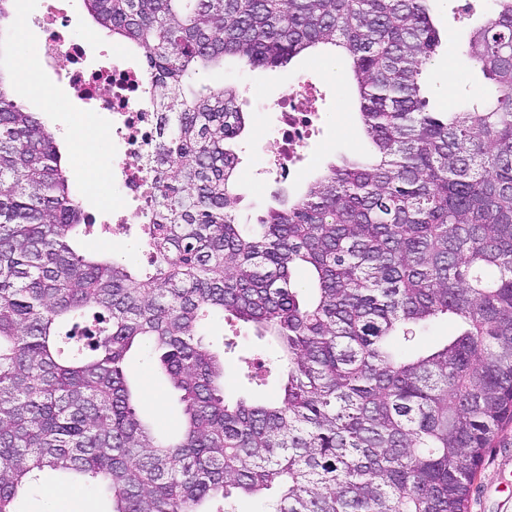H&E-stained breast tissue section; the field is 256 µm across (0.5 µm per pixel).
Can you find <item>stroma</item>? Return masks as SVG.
Masks as SVG:
<instances>
[{"mask_svg":"<svg viewBox=\"0 0 512 512\" xmlns=\"http://www.w3.org/2000/svg\"><path fill=\"white\" fill-rule=\"evenodd\" d=\"M46 0H13L10 16L1 22L20 41L29 55H36L44 33L40 18ZM72 34L85 42L88 57L98 51L119 52L125 45L107 37L87 14L82 0H57ZM431 14L440 32L465 36L480 23V16L469 15L463 0H432ZM346 57L341 48L320 46L299 55L283 67L250 68L227 60L223 72L203 73L198 85L226 83L235 87L237 104L246 116L244 132L232 143L237 157L236 176L241 201L237 217L244 228H252L268 208L275 206V193L295 198L330 165L359 159L371 151L359 119V96L356 84L344 75ZM316 84L314 111L320 112L318 136L300 150L299 175L280 179L270 175L265 159L271 149L279 114L276 103L291 86L301 81ZM431 105L440 112L456 108L467 84L482 83L483 77L472 61L455 46L439 47L421 75ZM23 105L46 117L70 165V186L87 215L95 223L89 233L80 234L75 242L79 252L107 251L121 260L136 255L140 271L150 268V254L144 245L141 226L143 216L130 218L125 224L106 223V208L116 197L114 186L106 182V173L98 171L77 153L78 144L86 140L87 127H95V141L103 157H111L112 140L108 135V114L88 111L68 85L59 83L51 72L25 73L19 91ZM207 340L214 350L224 354V393L228 400L239 398L263 402L276 397L282 374L280 350L267 336L259 335L255 326L233 317L206 318ZM265 365L268 374L263 384L248 380V369ZM58 489L54 500L58 512H105L106 502L89 489L63 490L54 473L43 476L29 497L22 502L23 512H37L48 499L47 489ZM468 512H512V427L502 435L496 447L486 453L471 490Z\"/></svg>","mask_w":512,"mask_h":512,"instance_id":"stroma-1","label":"stroma"}]
</instances>
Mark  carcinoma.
Returning <instances> with one entry per match:
<instances>
[{
	"instance_id": "carcinoma-1",
	"label": "carcinoma",
	"mask_w": 512,
	"mask_h": 512,
	"mask_svg": "<svg viewBox=\"0 0 512 512\" xmlns=\"http://www.w3.org/2000/svg\"><path fill=\"white\" fill-rule=\"evenodd\" d=\"M143 50L158 134L146 213L152 269L80 254L89 226L52 130L0 71V512L50 469L108 512H468L512 425V0H488L459 48L490 93L433 112L420 75L441 45L429 0H83ZM344 49L373 152L331 166L245 231L232 86L193 87L228 58L278 67ZM311 292L307 303L303 291ZM280 345L265 404L224 396L206 313ZM442 315L457 334L405 354ZM146 348L180 392L160 434L126 374Z\"/></svg>"
}]
</instances>
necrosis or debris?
<instances>
[{"mask_svg":"<svg viewBox=\"0 0 512 512\" xmlns=\"http://www.w3.org/2000/svg\"><path fill=\"white\" fill-rule=\"evenodd\" d=\"M36 65L53 68L59 57H68L70 67L64 78L80 100L93 111L112 117V139L117 151L112 159V179L121 192L122 205L113 207L116 223L126 221L125 201L145 200L152 189L140 156L146 155L155 139L156 114L148 102L149 78L142 68L125 64L119 56L106 55L93 66L86 65L82 45L64 35L56 18H49ZM312 85L289 89L278 102L279 125L274 137L276 173L287 177L298 171V151L316 132L318 115L312 112L306 97L315 93Z\"/></svg>","mask_w":512,"mask_h":512,"instance_id":"4bbe7bcc","label":"necrosis or debris"}]
</instances>
